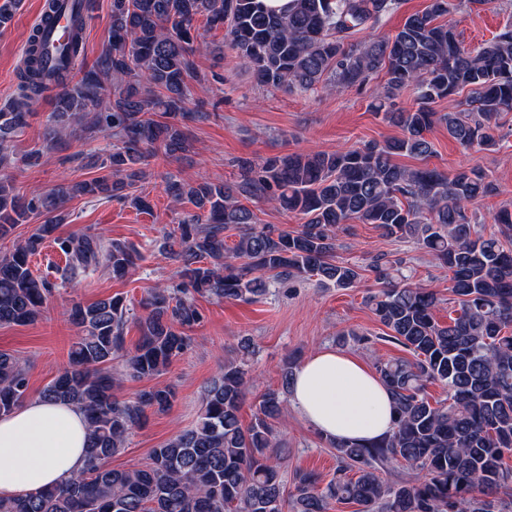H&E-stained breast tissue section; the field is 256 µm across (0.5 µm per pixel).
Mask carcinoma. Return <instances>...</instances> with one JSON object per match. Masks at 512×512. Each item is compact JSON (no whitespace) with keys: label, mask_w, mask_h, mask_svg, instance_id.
I'll use <instances>...</instances> for the list:
<instances>
[{"label":"carcinoma","mask_w":512,"mask_h":512,"mask_svg":"<svg viewBox=\"0 0 512 512\" xmlns=\"http://www.w3.org/2000/svg\"><path fill=\"white\" fill-rule=\"evenodd\" d=\"M398 4L290 0L275 12L263 0H111L108 44L89 66L83 64L81 12L70 10L68 40L53 61L41 31L31 32L15 92L0 104V169L13 164L7 145L53 89L46 146L74 123L89 136L110 130L119 143L102 160H91L101 175L46 195L22 198L0 178V240L30 218H43L0 256V326L29 325L41 315L53 284L35 273L31 257L47 242L65 256L61 278L67 282L99 269L122 279L136 267L139 252L102 231L60 234L62 208L80 195L147 210L139 187L149 158L192 152L186 121L198 118L190 108L198 81L194 57L207 50L195 27L200 16L226 27L225 43L239 64L275 90H311L326 79L338 91L362 89L383 75L371 108L402 136L348 150L240 159L230 182H168L174 205L199 209L159 244L178 264L181 283L152 290L140 316L119 295L71 308L78 335L68 365L41 396L83 411L85 467L26 498H0V512H329L333 503H354L358 512H506L512 506V468L505 463L512 455V249L506 246L512 211H497L498 230L485 235L469 216L470 206L494 191L482 171L450 177L436 167L394 162L401 155L431 156L426 132L436 124L463 147L497 145L498 118L512 112V23L470 49L454 22H437L456 9L453 0H430L394 36L366 45L355 40ZM77 67L82 77L75 82ZM407 89L415 106L402 109L395 99ZM462 92L463 109L432 107ZM248 200L296 213L304 223L291 231L262 224ZM353 224L415 239L448 270L456 305V316L443 324L436 319V293L395 278L381 258L370 265L380 285L368 297L371 310L412 354L375 364L394 403L389 436L368 444L328 438L339 457L329 480L303 470L285 477L275 423L292 374L284 371L282 388L264 392L243 425L253 353L245 339L238 359L224 363L205 387L194 425L153 449L143 466H109L147 412L171 408L174 393L166 385L147 386L132 399L119 398L115 389L124 376L162 375L184 353L191 341L186 330L202 320L194 296L248 301L290 278L356 288L362 267L336 257L339 236ZM130 323L140 333L132 351L125 348ZM430 384L443 386L448 397L430 401ZM28 385L29 368L0 351V414L25 402ZM393 461L404 462L414 479L386 481L380 469Z\"/></svg>","instance_id":"1"}]
</instances>
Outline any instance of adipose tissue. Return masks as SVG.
<instances>
[{
	"instance_id": "adipose-tissue-1",
	"label": "adipose tissue",
	"mask_w": 512,
	"mask_h": 512,
	"mask_svg": "<svg viewBox=\"0 0 512 512\" xmlns=\"http://www.w3.org/2000/svg\"><path fill=\"white\" fill-rule=\"evenodd\" d=\"M290 400L322 436L371 442L393 426V403L379 375L352 354L311 353L295 370ZM87 429L74 405L29 400L0 416V498L65 483L83 470Z\"/></svg>"
}]
</instances>
